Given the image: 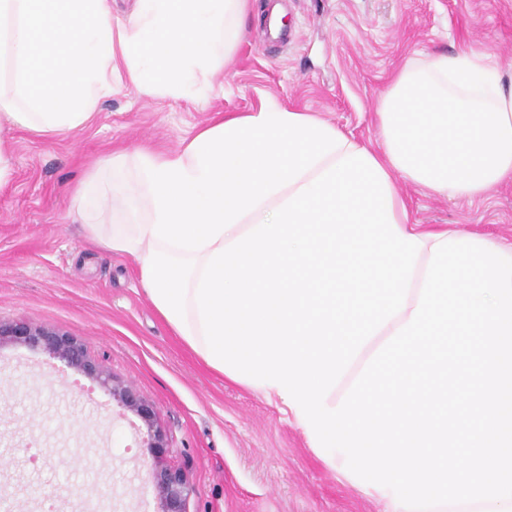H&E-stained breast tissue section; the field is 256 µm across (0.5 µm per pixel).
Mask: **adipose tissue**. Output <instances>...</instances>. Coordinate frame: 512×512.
I'll use <instances>...</instances> for the list:
<instances>
[{
  "instance_id": "obj_1",
  "label": "adipose tissue",
  "mask_w": 512,
  "mask_h": 512,
  "mask_svg": "<svg viewBox=\"0 0 512 512\" xmlns=\"http://www.w3.org/2000/svg\"><path fill=\"white\" fill-rule=\"evenodd\" d=\"M251 0H0V128L46 133L81 128L112 95L113 78L146 96L203 89L244 34ZM373 147L311 112L267 101L183 139L175 152L137 150L104 161L72 205L92 240L133 256L151 302L177 336L205 356L195 288L212 252L251 227L343 156L365 151L387 178L446 199L481 198L512 182V69L461 52L409 58L375 102ZM135 194L115 199L129 179ZM392 213L423 243L406 309L370 339L327 398L336 407L366 360L418 304L433 244L455 229L412 223L399 192ZM111 222H104V212Z\"/></svg>"
}]
</instances>
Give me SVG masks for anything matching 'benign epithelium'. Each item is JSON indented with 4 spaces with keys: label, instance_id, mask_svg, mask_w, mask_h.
<instances>
[{
    "label": "benign epithelium",
    "instance_id": "7a95c632",
    "mask_svg": "<svg viewBox=\"0 0 512 512\" xmlns=\"http://www.w3.org/2000/svg\"><path fill=\"white\" fill-rule=\"evenodd\" d=\"M5 341L43 347L68 367L97 381L122 407L137 415L146 426L148 446L155 449V462L150 479L163 504L162 512H187L193 487L182 470L166 462L165 456L171 449L168 436L157 426L152 404L145 400L135 388L103 375L81 342L47 327L35 326L24 321L14 323L0 321V344Z\"/></svg>",
    "mask_w": 512,
    "mask_h": 512
}]
</instances>
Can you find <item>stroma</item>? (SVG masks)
Returning <instances> with one entry per match:
<instances>
[{
  "instance_id": "stroma-1",
  "label": "stroma",
  "mask_w": 512,
  "mask_h": 512,
  "mask_svg": "<svg viewBox=\"0 0 512 512\" xmlns=\"http://www.w3.org/2000/svg\"><path fill=\"white\" fill-rule=\"evenodd\" d=\"M266 6L254 0L206 102L116 82L82 128L0 131L13 149L12 178L0 186V320L74 337L153 403L172 446L167 462L194 488L188 512H382L315 456L286 407L182 343L143 291L135 259L85 237L71 192L104 157L176 151L217 114L270 97L378 144L373 103L408 57L469 48L512 64V0H286L293 40L280 51L264 42ZM396 186L414 223L512 238V183L473 202ZM119 410L44 350L0 344V487L13 494L11 512H40L46 494L54 512H160L150 450Z\"/></svg>"
}]
</instances>
